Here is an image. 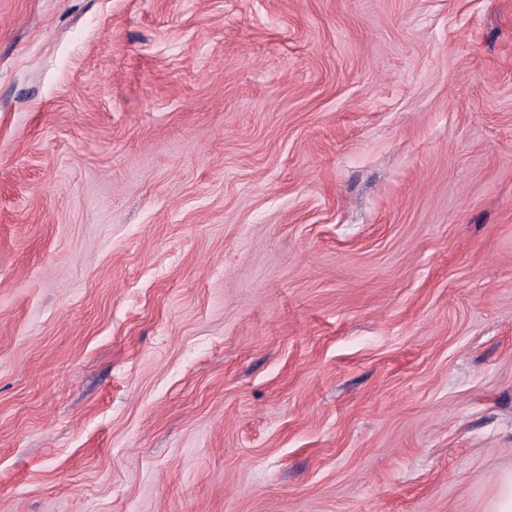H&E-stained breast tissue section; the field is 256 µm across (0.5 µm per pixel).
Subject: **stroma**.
Listing matches in <instances>:
<instances>
[{
  "instance_id": "stroma-1",
  "label": "stroma",
  "mask_w": 512,
  "mask_h": 512,
  "mask_svg": "<svg viewBox=\"0 0 512 512\" xmlns=\"http://www.w3.org/2000/svg\"><path fill=\"white\" fill-rule=\"evenodd\" d=\"M512 0H0V512H490Z\"/></svg>"
}]
</instances>
